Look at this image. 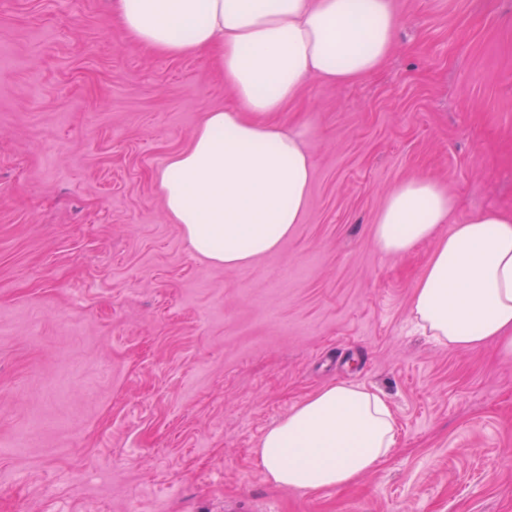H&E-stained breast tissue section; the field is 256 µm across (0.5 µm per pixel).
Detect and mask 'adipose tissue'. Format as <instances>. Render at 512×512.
<instances>
[{
  "instance_id": "1",
  "label": "adipose tissue",
  "mask_w": 512,
  "mask_h": 512,
  "mask_svg": "<svg viewBox=\"0 0 512 512\" xmlns=\"http://www.w3.org/2000/svg\"><path fill=\"white\" fill-rule=\"evenodd\" d=\"M122 33L155 53L214 56L236 104L205 113L156 176L168 219L214 265L242 267L302 223L312 161L278 115L311 78L339 87L376 74L399 25L392 0H114ZM457 200L411 177L388 193L373 239L385 256L435 241L414 284L411 317L438 345L495 344L512 356V213L488 208L451 224ZM449 225L439 235L440 225ZM396 422L385 395L329 384L263 434L269 482L342 488L388 459Z\"/></svg>"
}]
</instances>
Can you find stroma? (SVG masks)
<instances>
[{
	"instance_id": "35a3bbf8",
	"label": "stroma",
	"mask_w": 512,
	"mask_h": 512,
	"mask_svg": "<svg viewBox=\"0 0 512 512\" xmlns=\"http://www.w3.org/2000/svg\"><path fill=\"white\" fill-rule=\"evenodd\" d=\"M370 79L310 80L302 224L224 269L155 176L232 105L207 55L124 38L111 0H0V512H512V356L410 319L432 243L373 242L419 174L453 223L512 210V0H394ZM380 390L394 453L344 488L270 483L254 450L319 388Z\"/></svg>"
}]
</instances>
